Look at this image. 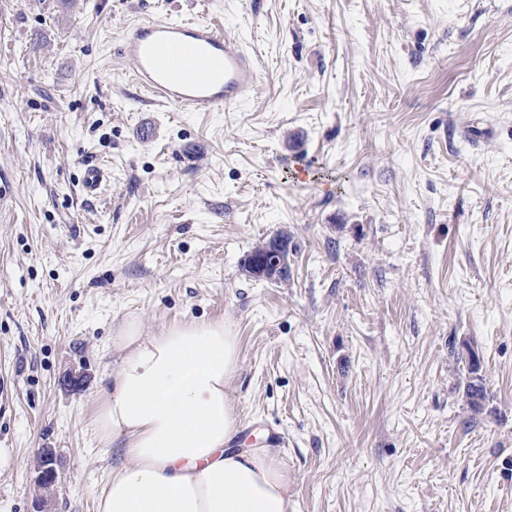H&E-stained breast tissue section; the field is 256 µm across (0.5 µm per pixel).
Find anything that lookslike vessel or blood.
Wrapping results in <instances>:
<instances>
[{"mask_svg":"<svg viewBox=\"0 0 512 512\" xmlns=\"http://www.w3.org/2000/svg\"><path fill=\"white\" fill-rule=\"evenodd\" d=\"M118 51L135 82L179 112L223 111L257 90L255 58L210 19H145Z\"/></svg>","mask_w":512,"mask_h":512,"instance_id":"b4317fda","label":"vessel or blood"}]
</instances>
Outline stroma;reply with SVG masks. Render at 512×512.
<instances>
[{
  "instance_id": "35a3bbf8",
  "label": "stroma",
  "mask_w": 512,
  "mask_h": 512,
  "mask_svg": "<svg viewBox=\"0 0 512 512\" xmlns=\"http://www.w3.org/2000/svg\"><path fill=\"white\" fill-rule=\"evenodd\" d=\"M154 15L218 21L258 92L151 101L115 49ZM279 233L287 278L248 276ZM130 319L237 336L289 512H512V0H0V512H95ZM466 382L464 386V395L470 410L474 416L485 412V402L487 400V389L484 378L481 374V361H473L472 357L466 354ZM39 459V482L42 483L44 479L50 481V483L46 487L43 484H40V486L45 487V490L50 492L56 485L58 478V473L56 469V457L54 454H52L51 448H43L42 452H40Z\"/></svg>"
}]
</instances>
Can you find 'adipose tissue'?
Here are the masks:
<instances>
[{"label": "adipose tissue", "instance_id": "obj_1", "mask_svg": "<svg viewBox=\"0 0 512 512\" xmlns=\"http://www.w3.org/2000/svg\"><path fill=\"white\" fill-rule=\"evenodd\" d=\"M117 358L102 392L99 437L124 439V461L96 512H288V481L270 448L237 451L228 383L236 336L220 322L182 323L155 335L137 321L112 338Z\"/></svg>", "mask_w": 512, "mask_h": 512}]
</instances>
